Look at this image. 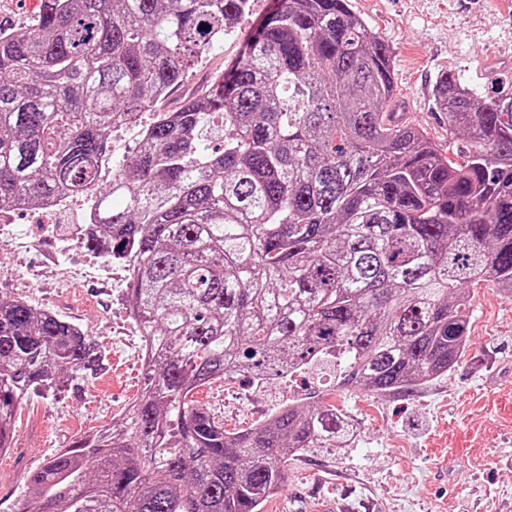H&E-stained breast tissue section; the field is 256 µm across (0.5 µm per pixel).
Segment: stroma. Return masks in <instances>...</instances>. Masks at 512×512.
Listing matches in <instances>:
<instances>
[{"instance_id": "35a3bbf8", "label": "stroma", "mask_w": 512, "mask_h": 512, "mask_svg": "<svg viewBox=\"0 0 512 512\" xmlns=\"http://www.w3.org/2000/svg\"><path fill=\"white\" fill-rule=\"evenodd\" d=\"M353 10L391 48L397 102L412 101L409 124L440 147L459 141L433 105L443 72L476 97L512 90V0H350ZM254 0L236 31L207 54L156 112H143L113 134L109 165L133 157L141 129L157 112L201 95L211 78L239 55L247 32L277 7ZM501 61L495 82L481 79L471 59ZM86 203L70 198L56 212L13 216L0 226L8 251L0 262V291L77 324L108 354L105 372L81 389L30 397L17 411L13 446L0 455V502L27 499V471L86 434L120 421L142 384V342L127 316L121 266L73 241ZM473 315L464 356L448 375L405 393L336 390L335 371L311 370L263 386L244 376L212 381L200 401L238 432L266 418L289 398L315 397L344 408L358 435L347 448H311L289 460L287 479L266 512H322L325 500L343 512H512V297L481 284L470 291Z\"/></svg>"}]
</instances>
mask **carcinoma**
<instances>
[{"label": "carcinoma", "mask_w": 512, "mask_h": 512, "mask_svg": "<svg viewBox=\"0 0 512 512\" xmlns=\"http://www.w3.org/2000/svg\"><path fill=\"white\" fill-rule=\"evenodd\" d=\"M252 2L44 0L28 24H0V209L82 197L100 212L80 243L126 269L152 352L120 424L30 470L39 508L11 512H262L288 459L350 445V416L292 400L227 433L199 388L332 363L344 391L404 392L460 362L469 286L512 297V96L441 74L435 110L470 141L451 153L390 123L391 50L350 0H280L101 183L112 131ZM106 361L79 326L1 293L0 454L24 400Z\"/></svg>", "instance_id": "cac0c4a2"}]
</instances>
